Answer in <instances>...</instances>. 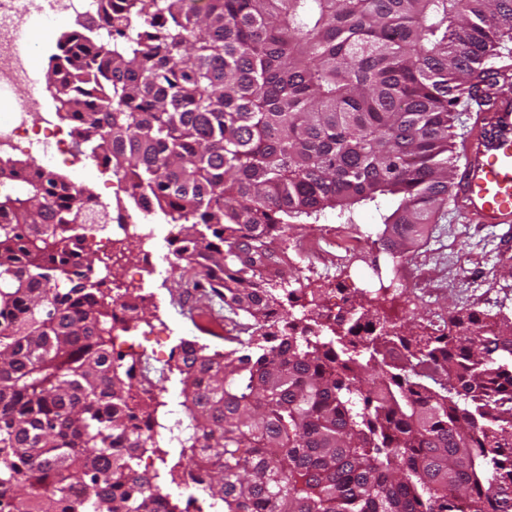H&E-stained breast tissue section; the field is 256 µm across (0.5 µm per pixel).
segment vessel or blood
Returning a JSON list of instances; mask_svg holds the SVG:
<instances>
[{
	"instance_id": "b4317fda",
	"label": "vessel or blood",
	"mask_w": 512,
	"mask_h": 512,
	"mask_svg": "<svg viewBox=\"0 0 512 512\" xmlns=\"http://www.w3.org/2000/svg\"><path fill=\"white\" fill-rule=\"evenodd\" d=\"M472 224H512V95L495 98L482 113L466 151L456 196Z\"/></svg>"
}]
</instances>
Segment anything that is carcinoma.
Wrapping results in <instances>:
<instances>
[{"label":"carcinoma","mask_w":512,"mask_h":512,"mask_svg":"<svg viewBox=\"0 0 512 512\" xmlns=\"http://www.w3.org/2000/svg\"><path fill=\"white\" fill-rule=\"evenodd\" d=\"M511 44L512 0H94L60 37L48 91L78 152L243 325L176 366L181 457L223 512H512V315L401 330L353 296L345 323L276 244L367 210L412 252L447 211L457 106L489 105ZM84 221L66 176L0 156V512H142L165 476ZM321 224H335L336 218L334 216H328L326 219H321L319 224H312L314 227L310 228V224H289L290 226L286 227L283 233V237H288V245L290 244V248L288 250V255L295 259L296 261H300L298 258L292 255L291 250V242L298 238H303L307 236L315 235L319 232V228L317 226Z\"/></svg>","instance_id":"carcinoma-1"}]
</instances>
